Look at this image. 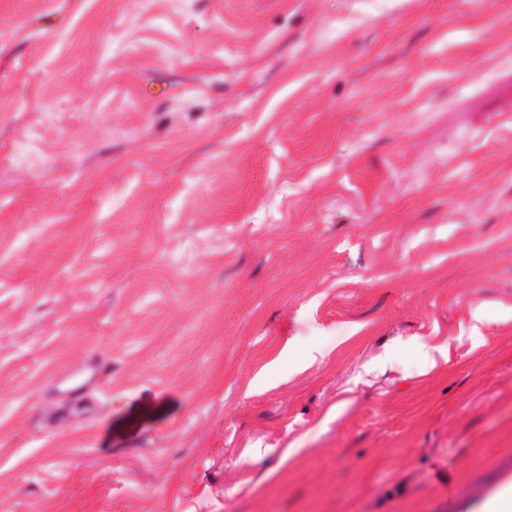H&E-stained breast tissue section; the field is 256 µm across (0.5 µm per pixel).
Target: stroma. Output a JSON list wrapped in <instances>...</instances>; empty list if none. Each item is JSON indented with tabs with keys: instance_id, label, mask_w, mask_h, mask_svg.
<instances>
[{
	"instance_id": "1",
	"label": "stroma",
	"mask_w": 512,
	"mask_h": 512,
	"mask_svg": "<svg viewBox=\"0 0 512 512\" xmlns=\"http://www.w3.org/2000/svg\"><path fill=\"white\" fill-rule=\"evenodd\" d=\"M507 485L512 0H0V512Z\"/></svg>"
}]
</instances>
